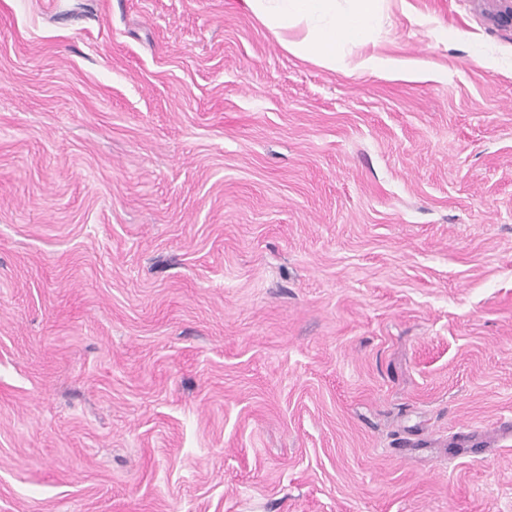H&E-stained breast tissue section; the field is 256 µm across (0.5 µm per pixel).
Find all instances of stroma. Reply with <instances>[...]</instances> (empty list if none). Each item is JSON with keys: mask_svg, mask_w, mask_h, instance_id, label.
<instances>
[{"mask_svg": "<svg viewBox=\"0 0 512 512\" xmlns=\"http://www.w3.org/2000/svg\"><path fill=\"white\" fill-rule=\"evenodd\" d=\"M376 45L0 0V512H512V28Z\"/></svg>", "mask_w": 512, "mask_h": 512, "instance_id": "1", "label": "stroma"}]
</instances>
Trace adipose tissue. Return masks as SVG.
<instances>
[{
  "label": "adipose tissue",
  "mask_w": 512,
  "mask_h": 512,
  "mask_svg": "<svg viewBox=\"0 0 512 512\" xmlns=\"http://www.w3.org/2000/svg\"><path fill=\"white\" fill-rule=\"evenodd\" d=\"M254 18L299 58L331 70L387 72L427 79L423 67L366 52L387 15L389 0H243Z\"/></svg>",
  "instance_id": "ef3b65f1"
}]
</instances>
